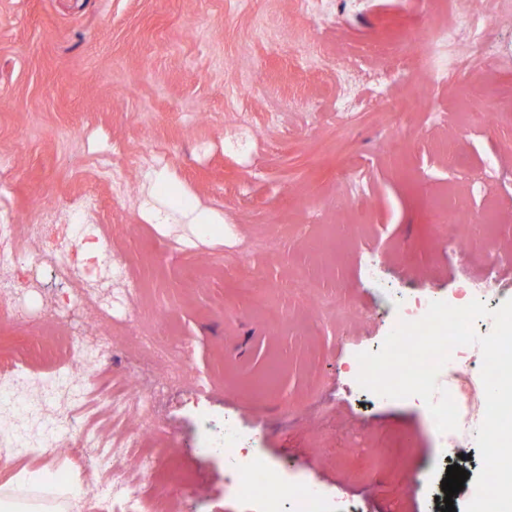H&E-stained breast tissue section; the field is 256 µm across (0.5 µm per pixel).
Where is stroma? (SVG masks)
<instances>
[{"instance_id":"1","label":"stroma","mask_w":512,"mask_h":512,"mask_svg":"<svg viewBox=\"0 0 512 512\" xmlns=\"http://www.w3.org/2000/svg\"><path fill=\"white\" fill-rule=\"evenodd\" d=\"M436 23L429 0L323 13L305 0H0V224L29 245L18 266L0 244V274L30 314L0 336L55 348L40 328L60 291L33 231L81 223L70 205L94 194L91 236L111 241L136 293L91 323L89 370L98 405L137 390L152 402L145 418L98 419L143 512H250L205 448V417L231 419L288 487L430 512L459 453L421 398L362 390L357 355L379 351L404 302L512 299V268L477 290L488 246L512 253V18L476 23L492 79L476 118L464 75L432 80L408 45ZM172 197L209 210L216 231L193 235ZM327 292L341 309L320 305ZM135 324L170 362L139 353ZM8 456L0 484L24 466L30 489L70 487L69 512H88L94 483L103 512H124L91 463L23 444ZM150 456L164 462L154 481Z\"/></svg>"}]
</instances>
